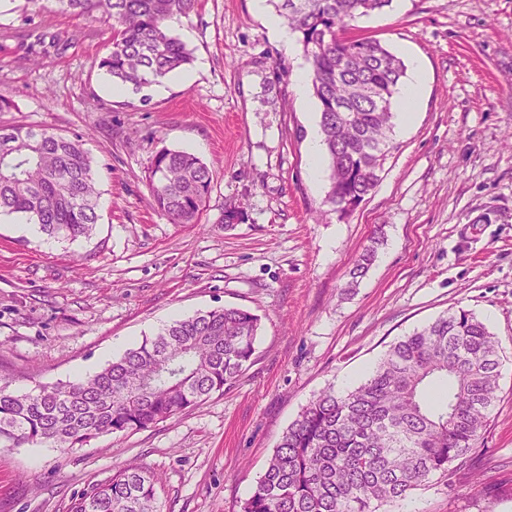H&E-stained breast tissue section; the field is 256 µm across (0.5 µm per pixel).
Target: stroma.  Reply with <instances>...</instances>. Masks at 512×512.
I'll return each instance as SVG.
<instances>
[{"label": "stroma", "instance_id": "obj_1", "mask_svg": "<svg viewBox=\"0 0 512 512\" xmlns=\"http://www.w3.org/2000/svg\"><path fill=\"white\" fill-rule=\"evenodd\" d=\"M34 26L67 50L28 60L17 34ZM171 27L192 63L163 90L117 94L95 64L110 21L0 0V98L12 104L0 126L80 137L100 191L89 240L28 235L24 217H0V379L14 391L72 381L172 319L224 305L260 316L254 362L224 394L150 428L65 454L0 449V512H67L130 464L159 475L162 512H238L314 396L357 386L392 343L458 308L499 342L498 399L467 466L399 512H483L476 473L499 486L494 512H512V0H392L351 23L348 35L419 60L424 80L380 184L344 219L323 204L327 180L310 175L319 109L294 90L303 49L284 53L253 0H202ZM164 147L210 170L200 223L152 206ZM233 206L243 221L221 224ZM379 231L373 264L345 292Z\"/></svg>", "mask_w": 512, "mask_h": 512}]
</instances>
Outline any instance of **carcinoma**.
<instances>
[{
	"mask_svg": "<svg viewBox=\"0 0 512 512\" xmlns=\"http://www.w3.org/2000/svg\"><path fill=\"white\" fill-rule=\"evenodd\" d=\"M62 13L112 21L98 61L134 92L191 64L170 22L201 0H54ZM298 35L319 103L329 187L338 217L379 185L393 144L392 112L404 61L368 37L345 35L358 16L391 0H267ZM93 159L79 137L36 125L0 128V215L22 214L41 232L90 238L99 220ZM149 186L175 224H197L211 189L193 153L161 148ZM372 238L347 287L375 257ZM261 318L224 306L172 321L87 380L27 392L0 383V445L66 453L110 433L172 419L232 387L253 363ZM499 342L473 313L447 312L390 345L363 382L312 399L283 433L239 512H398L412 493L479 447L500 377ZM161 481L125 467L73 498L68 512H161Z\"/></svg>",
	"mask_w": 512,
	"mask_h": 512,
	"instance_id": "obj_1",
	"label": "carcinoma"
}]
</instances>
